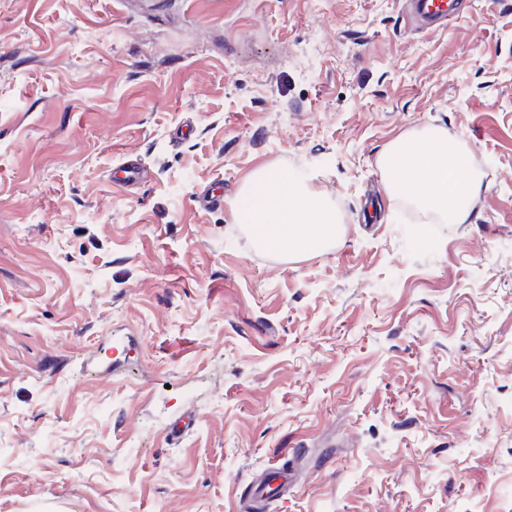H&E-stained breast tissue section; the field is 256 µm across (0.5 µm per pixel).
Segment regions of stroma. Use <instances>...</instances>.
I'll use <instances>...</instances> for the list:
<instances>
[{
  "label": "stroma",
  "instance_id": "35a3bbf8",
  "mask_svg": "<svg viewBox=\"0 0 512 512\" xmlns=\"http://www.w3.org/2000/svg\"><path fill=\"white\" fill-rule=\"evenodd\" d=\"M461 2L0 0V512H512V0ZM430 129L466 223L385 191ZM262 170L337 241L258 245ZM407 7L420 27L432 28L448 22L458 13L455 0H409ZM257 240L291 257L322 250L336 238V213L305 181L262 171L231 202ZM272 482H275L276 484L272 485L270 482H265L254 486L248 497L244 500L242 510H254L251 504L266 501L272 492H288V485L291 484V474L288 473V471H282L279 473V477L272 480Z\"/></svg>",
  "mask_w": 512,
  "mask_h": 512
}]
</instances>
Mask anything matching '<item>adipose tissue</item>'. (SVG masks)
<instances>
[{"label":"adipose tissue","mask_w":512,"mask_h":512,"mask_svg":"<svg viewBox=\"0 0 512 512\" xmlns=\"http://www.w3.org/2000/svg\"><path fill=\"white\" fill-rule=\"evenodd\" d=\"M380 166L390 199L409 201L446 223H465L483 190L477 170L439 130L396 139ZM232 208L260 243L289 257L322 250L337 235L336 214L324 197L305 181L274 172L257 174L233 199Z\"/></svg>","instance_id":"obj_1"}]
</instances>
